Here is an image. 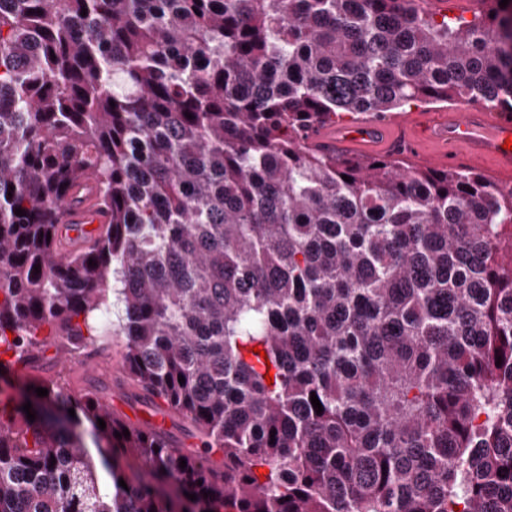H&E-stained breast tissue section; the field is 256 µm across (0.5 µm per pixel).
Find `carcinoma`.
I'll list each match as a JSON object with an SVG mask.
<instances>
[{
    "instance_id": "obj_1",
    "label": "carcinoma",
    "mask_w": 512,
    "mask_h": 512,
    "mask_svg": "<svg viewBox=\"0 0 512 512\" xmlns=\"http://www.w3.org/2000/svg\"><path fill=\"white\" fill-rule=\"evenodd\" d=\"M489 2L0 0V370L121 337L223 453L35 378L34 421L0 402V512H512V187L308 144L412 101L512 110ZM89 177L108 222L61 257ZM416 6L427 12L464 14L473 16L481 13L487 4L486 0H415Z\"/></svg>"
}]
</instances>
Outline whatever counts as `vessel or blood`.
<instances>
[{
	"instance_id": "b4317fda",
	"label": "vessel or blood",
	"mask_w": 512,
	"mask_h": 512,
	"mask_svg": "<svg viewBox=\"0 0 512 512\" xmlns=\"http://www.w3.org/2000/svg\"><path fill=\"white\" fill-rule=\"evenodd\" d=\"M427 12L464 14L482 12L487 0H415ZM512 115L491 112L481 107L452 108L426 114L424 119L406 118L399 125L364 121L355 125H327L311 134L313 144L330 145L353 151L390 149L426 142L433 161L463 160L488 164L490 172L504 182L512 181ZM105 216L86 203L66 209L60 231V253L67 256L82 248L86 239L105 223Z\"/></svg>"
}]
</instances>
